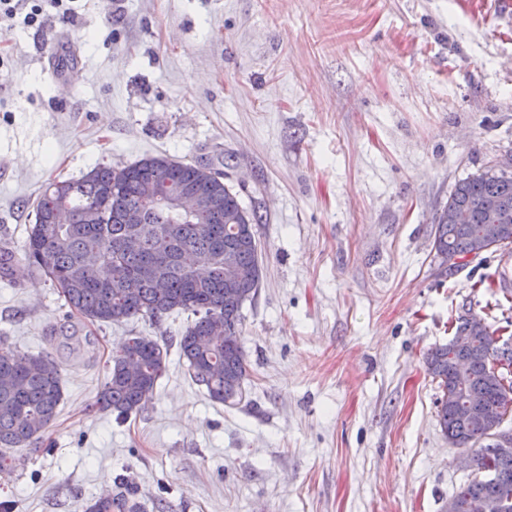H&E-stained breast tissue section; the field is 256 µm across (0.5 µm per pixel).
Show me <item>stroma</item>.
<instances>
[{
  "label": "stroma",
  "instance_id": "stroma-1",
  "mask_svg": "<svg viewBox=\"0 0 512 512\" xmlns=\"http://www.w3.org/2000/svg\"><path fill=\"white\" fill-rule=\"evenodd\" d=\"M0 25V241L53 178L218 155L261 217L243 308L249 376L209 399L177 351L126 421L96 399L140 320L80 322L45 278L0 281V342L63 363V398L13 512H85L131 476L146 512H445L473 476L436 422L427 350L462 306L512 329V255L439 275L437 210L512 156V0H76ZM73 60L56 67L58 56Z\"/></svg>",
  "mask_w": 512,
  "mask_h": 512
}]
</instances>
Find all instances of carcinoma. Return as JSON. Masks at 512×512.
I'll return each instance as SVG.
<instances>
[{"instance_id": "1", "label": "carcinoma", "mask_w": 512, "mask_h": 512, "mask_svg": "<svg viewBox=\"0 0 512 512\" xmlns=\"http://www.w3.org/2000/svg\"><path fill=\"white\" fill-rule=\"evenodd\" d=\"M205 164L215 166L211 159L157 155L116 168L99 164L78 179L54 178L32 203L35 222L24 245L16 250L0 242V280L13 281L21 269L44 277L72 317L92 323L141 319L158 327L175 312L194 315L179 336H129L112 354L96 406L119 420L152 398L174 345L190 379L212 401L238 405L245 399L242 309L262 280L260 216L230 186L202 178ZM148 183L191 185L208 206L175 224L166 206L144 199ZM493 206L504 216L498 250L512 253V173L488 165L458 181L435 216L432 250L441 271L463 268ZM137 209L145 223L121 222L124 212ZM451 329L470 337L466 350L446 343L424 355L440 392L436 421L448 442L471 451L478 472L499 478L496 484L470 479L451 499L480 495L494 503L493 512H512V450H494L498 430L462 415L472 397L474 409L501 423L512 419V335L499 334L469 308ZM62 396V369L53 355L0 346V474L14 473L23 451L49 433ZM116 483L117 491L91 499L86 512H144L129 478L120 474Z\"/></svg>"}]
</instances>
